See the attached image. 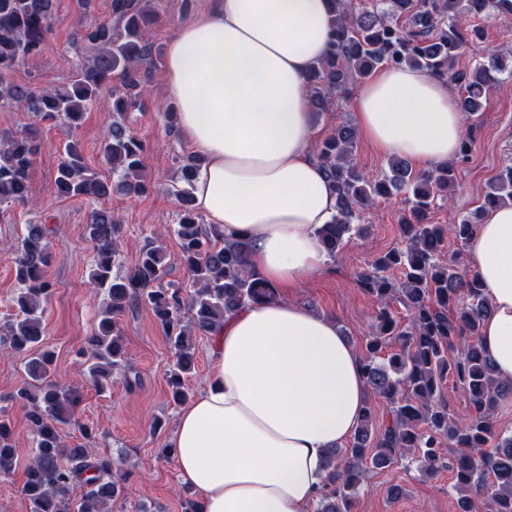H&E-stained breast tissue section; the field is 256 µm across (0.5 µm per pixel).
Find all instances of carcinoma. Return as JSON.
<instances>
[{
  "instance_id": "cac0c4a2",
  "label": "carcinoma",
  "mask_w": 512,
  "mask_h": 512,
  "mask_svg": "<svg viewBox=\"0 0 512 512\" xmlns=\"http://www.w3.org/2000/svg\"><path fill=\"white\" fill-rule=\"evenodd\" d=\"M334 33L324 57L313 66L308 81L315 110L338 104L360 78L380 67L408 66L447 79L461 89V112L481 111L494 74L507 68L512 49L491 50L473 70L456 69V60L468 44V20L488 10L512 16V0H380L368 8L352 0H332ZM53 0H0V101H24L35 122L55 121L73 130L104 89L111 90L112 111L134 108L141 99L145 76L143 61L152 57L149 30L156 18L144 0H111L112 19L84 27L80 41L85 57L64 91H36L6 84L7 75L24 60L40 54L50 34ZM411 25L399 24L402 16ZM119 85H112V81ZM357 132L348 124L317 147V159L336 191L338 211L317 235L328 255H333L351 234L353 224L378 198L407 189V212L401 220L406 246L374 258L357 274V282L380 302L376 332L365 343L361 356L370 396L386 402L377 417L368 403L346 448L332 450L326 460L328 473L317 512H353L358 487L372 470L391 467L411 454L423 471L435 475L441 468L454 472V488L462 494L475 491L484 498L486 512H512V435L496 433L493 415L512 385L497 379L491 360L478 337V325L490 314L477 275L460 273L457 263L437 258L449 236L471 240L474 224L466 219L445 226L428 222L437 197H448L455 182V164L435 165L415 171L405 160L393 158L390 173L371 179L354 163ZM39 150L38 132H0V204L30 201L29 171ZM102 153L112 166L109 180L90 169L78 142L64 145L54 179L65 197L106 200L113 192L147 191L143 172V143L113 122L102 141ZM199 162L181 167L186 187L178 191L180 214L173 234L192 278L194 290L162 286L168 266L156 247L143 249L134 270L113 272L120 224L106 208L88 215L87 229L94 246L91 283L104 291L109 304L100 313L84 352L91 379L103 386L114 373L131 370L116 328L115 318L126 308L150 309L171 345L173 363L168 371L172 400L187 399L186 381L194 369L192 336L211 335L224 326V318L248 303L276 302L271 287L248 263L249 243L226 239L202 223L194 206L193 180ZM512 204V164L505 166L484 194L481 210ZM55 228L28 224L13 246L17 280L25 288L14 299L16 313L8 321L12 348L25 355V386L7 397L27 406V421L35 440V456L26 467L22 494L30 512H108L112 500L123 492L118 481L128 474L116 471L117 463L85 444L66 448L63 427L72 424L76 392L54 378L53 358L44 341L42 299L52 283L46 275L51 254L49 236ZM403 278L394 282L391 269ZM398 301L407 311L409 325L401 327L390 308ZM463 385L469 396L467 414L454 419L440 402L448 375ZM493 451H486L490 440ZM457 448L445 460L442 441ZM8 416L0 410V474L13 470L16 449L11 444ZM77 483L87 487L83 497L70 498Z\"/></svg>"
}]
</instances>
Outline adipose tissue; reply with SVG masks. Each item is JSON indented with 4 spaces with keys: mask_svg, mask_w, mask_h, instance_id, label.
<instances>
[{
    "mask_svg": "<svg viewBox=\"0 0 512 512\" xmlns=\"http://www.w3.org/2000/svg\"><path fill=\"white\" fill-rule=\"evenodd\" d=\"M331 0H212L167 40L165 84L179 129L205 157L197 210L275 288L321 273L317 235L336 195L315 159L307 77L331 39ZM358 134L383 155L426 166L454 159L464 115L446 81L383 67L354 95ZM470 261L490 315L478 329L512 382V205L485 210ZM367 403L360 355L333 318L288 301L250 303L214 338L206 389L172 435L180 481L202 512H308L329 452Z\"/></svg>",
    "mask_w": 512,
    "mask_h": 512,
    "instance_id": "adipose-tissue-1",
    "label": "adipose tissue"
}]
</instances>
